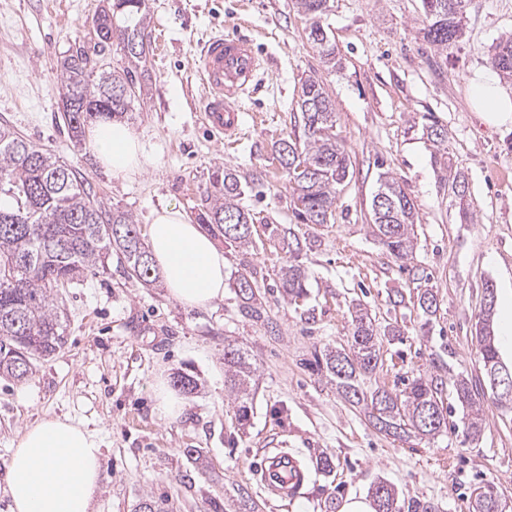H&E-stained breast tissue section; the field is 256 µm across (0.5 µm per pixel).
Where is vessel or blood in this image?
<instances>
[{
  "label": "vessel or blood",
  "mask_w": 512,
  "mask_h": 512,
  "mask_svg": "<svg viewBox=\"0 0 512 512\" xmlns=\"http://www.w3.org/2000/svg\"><path fill=\"white\" fill-rule=\"evenodd\" d=\"M262 67L249 36L219 34L203 43L196 70L208 90L202 116L212 131L229 138L240 134L245 120L242 100L257 85ZM257 472L263 488L280 498L293 495L306 479L299 460L283 448L265 455Z\"/></svg>",
  "instance_id": "1"
}]
</instances>
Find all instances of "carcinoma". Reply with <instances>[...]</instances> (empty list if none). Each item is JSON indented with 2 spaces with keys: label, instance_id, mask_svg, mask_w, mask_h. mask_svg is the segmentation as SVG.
<instances>
[{
  "label": "carcinoma",
  "instance_id": "cac0c4a2",
  "mask_svg": "<svg viewBox=\"0 0 512 512\" xmlns=\"http://www.w3.org/2000/svg\"><path fill=\"white\" fill-rule=\"evenodd\" d=\"M468 0H421L424 38L438 47L462 35ZM310 24L307 40L326 66L336 67V45L321 22L329 0H298ZM100 31L93 52L78 49L60 61V97L64 119L75 140L85 126L104 117L123 118L141 105L144 85L135 73H145L149 43L146 0H112L92 18ZM118 42L121 66L99 65L104 47ZM491 66L512 80V39L490 53ZM301 135L285 137L275 145L290 190V206L299 224H329L336 194L353 172L345 144L336 133L335 105L324 84L315 78L301 85L297 101ZM208 206L198 220L230 246L252 243L249 226L256 217L242 206L245 186L236 171L213 173ZM448 187L464 202L466 177L448 172ZM385 198L380 209L370 208L372 232L390 255L404 260L413 253L415 205L399 181L388 172L378 177L372 199ZM122 256L127 273L150 284L158 279L148 246L137 231L133 215L118 208H103L86 182L50 152L32 144L14 128L0 124V376L25 377L34 362L60 351L66 344L64 313L54 305L60 289L88 275L107 270L112 253ZM308 268L288 262L280 270V294L290 302L308 295ZM238 293L247 313L264 319L265 308L252 276L241 273ZM417 308L426 317L437 311V296L426 288L416 294ZM375 319L356 306L346 345L326 348L315 357L317 370L336 382V389L353 407L362 410L380 433L395 438L436 436L448 431V409L443 406L445 382L418 376L399 391L383 387L365 389L363 378L383 366ZM484 373L500 366L498 350L488 335H479ZM225 384L237 403L236 421L249 419V400L256 367L248 352L224 348ZM452 398L461 406L464 430L478 438L483 419L470 381L452 383ZM375 512H402L394 487L379 481L370 488ZM499 493L492 483L471 493L472 512H498ZM236 512H260V505L245 488L238 489Z\"/></svg>",
  "mask_w": 512,
  "mask_h": 512
}]
</instances>
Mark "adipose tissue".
I'll list each match as a JSON object with an SVG mask.
<instances>
[{
    "label": "adipose tissue",
    "instance_id": "obj_1",
    "mask_svg": "<svg viewBox=\"0 0 512 512\" xmlns=\"http://www.w3.org/2000/svg\"><path fill=\"white\" fill-rule=\"evenodd\" d=\"M472 102L494 126H512V92L490 78L472 86ZM89 147L114 179L128 180L149 157L126 123L103 120L87 133ZM148 246L172 299L189 308L223 299L224 252L179 208L155 210ZM102 448L96 434L69 418L48 417L27 427L16 442L5 474L12 512H93Z\"/></svg>",
    "mask_w": 512,
    "mask_h": 512
}]
</instances>
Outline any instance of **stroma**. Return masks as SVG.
Returning a JSON list of instances; mask_svg holds the SVG:
<instances>
[{
	"mask_svg": "<svg viewBox=\"0 0 512 512\" xmlns=\"http://www.w3.org/2000/svg\"><path fill=\"white\" fill-rule=\"evenodd\" d=\"M100 0H0V121L49 150L85 179L107 208L132 213L146 231L160 205L190 218L206 207L216 170H236L247 187L242 204L256 213L254 246L225 247L222 300L188 309L164 284L145 286L111 261L106 272L60 291L67 316L63 349L21 380L0 378V477L15 441L47 416H68L102 440L95 512H232L238 488L262 512H325L367 494L379 480L402 503L430 502L438 512H471L470 493L496 485L512 512V408L500 405L485 380L475 326L500 333L499 312H486L485 284L497 301L512 294V127L486 125L472 111L471 85L494 76L492 45L512 37V0H469L464 34L448 47L424 39L420 0H333L323 22L340 64H320L306 38L309 20L296 0H148L149 93L129 125L152 161L127 181L112 179L86 143L69 137L62 119L58 61L89 45ZM253 37L267 65L245 100L252 112L242 132L218 139L204 125L206 96L195 70L203 42L218 34ZM322 81L336 108L354 174L336 194L332 223H296L288 182L274 155L279 139L297 133L302 82ZM439 125L445 143L429 139ZM462 172L467 200L448 189V171ZM412 198L417 240L411 260L393 259L373 235L370 202L381 170ZM292 230L310 245L299 262L310 271L308 296L292 304L280 295L279 270L290 260L281 238ZM425 269L413 280L410 267ZM254 272L267 321L246 314L236 288ZM431 289L438 310L424 321L413 302L397 306L394 292ZM364 304L378 326L401 336L383 342V366L371 385L394 388L402 376L466 377L476 383L484 431L464 440L460 414L451 431L430 439L379 433L349 405L334 381L307 367L314 352L346 343L352 306ZM251 354L257 391L246 427L235 420L224 384V346ZM193 376L185 411L160 418L154 386L176 373ZM312 467L324 452L336 469L314 472L298 494L268 495L251 475L264 449L281 443ZM198 449L200 460L187 449Z\"/></svg>",
	"mask_w": 512,
	"mask_h": 512,
	"instance_id": "1",
	"label": "stroma"
}]
</instances>
